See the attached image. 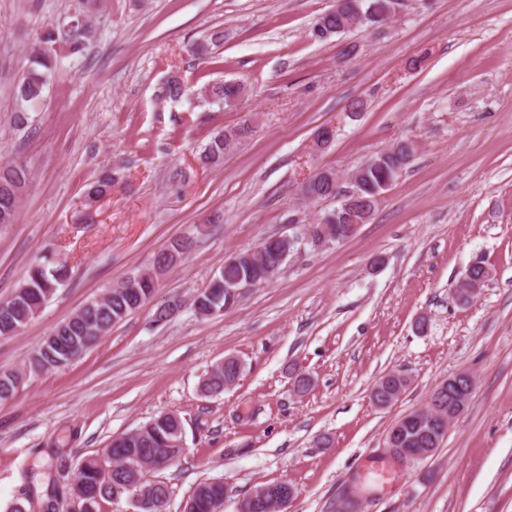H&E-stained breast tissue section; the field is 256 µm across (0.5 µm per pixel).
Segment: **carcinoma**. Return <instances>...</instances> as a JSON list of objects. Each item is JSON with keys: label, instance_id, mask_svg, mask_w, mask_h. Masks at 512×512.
<instances>
[{"label": "carcinoma", "instance_id": "cac0c4a2", "mask_svg": "<svg viewBox=\"0 0 512 512\" xmlns=\"http://www.w3.org/2000/svg\"><path fill=\"white\" fill-rule=\"evenodd\" d=\"M397 6L398 0H345L343 13L321 14L313 23L311 32L327 39L352 29L355 23L360 26L381 27L384 20L395 13ZM93 35L94 30L88 20L81 15L75 16L69 22L67 39L64 40L69 55L76 58L83 56L86 45ZM59 40L56 29L51 27L31 46V66L22 74L15 87V96L20 103H36L42 98L44 88L57 67L55 45ZM184 92L183 84L173 78L163 85L159 98L176 100L182 97ZM245 94V85L235 82L214 83L204 87L201 92L203 98L222 100L226 105L235 103ZM249 132L248 127L230 132H214L204 148L203 160L214 164L219 162L224 157L227 145L233 144ZM414 153L415 146L412 145L401 147L398 153L387 156L382 166L369 169L360 177L361 185L358 186V191L365 197L383 194L400 177L407 165V158ZM30 180L31 172L24 162H0V226L16 222L21 198ZM111 192L112 176L104 175L91 184L87 197L94 201ZM300 192L311 201H337L338 206L326 212L320 223L328 229L332 242L338 243L347 238L345 224L348 220L344 216L343 208L345 199L340 197V193L332 190L329 184L315 182L310 178L302 183ZM189 245L190 241L186 236L171 241L156 256L151 269L133 277L128 284L120 288L109 289L101 300L95 299L86 303L75 314L57 324L30 360L29 369L41 372L70 362L62 350L73 344L85 349L90 347L100 334L109 331L114 324L145 305L159 288L160 275L165 273L168 263L174 257L181 256ZM243 255L245 252L241 251L231 256L233 262H224V267L214 274L199 292L196 299L200 300L203 306H212L218 312L233 306V303L227 300L225 288L238 277L247 276L248 262L234 263V260ZM488 277V270L478 263L472 265L465 275L466 280L480 289L484 287ZM69 279L70 271L64 261L55 262L51 267L39 263L32 266L10 297L0 300V336L13 335L24 328ZM239 379L235 364L225 366L217 362L202 378L200 388L207 392L208 396L217 397ZM19 380V373L16 371L0 372V400H5L14 393ZM409 415L411 418L407 420H397V424L400 425L398 434L395 435V439L388 440V448L396 455L401 448H426L432 444V437H443L448 431L446 415L426 414L416 410L410 411ZM183 430V422L177 414L163 412L125 434L126 441L109 446V451L136 464L141 459L147 460L157 456L174 461L180 457L183 450ZM74 481L85 494V498L82 499V502L86 503L85 512H98L101 501L127 490L128 476L114 474L108 471L101 459L89 457L78 468ZM154 486L155 493L149 498L152 507L140 506L139 512H159L166 506L169 498L167 485L156 482ZM224 494V485L206 480L196 485L187 501L191 502L192 512H222Z\"/></svg>", "mask_w": 512, "mask_h": 512}]
</instances>
